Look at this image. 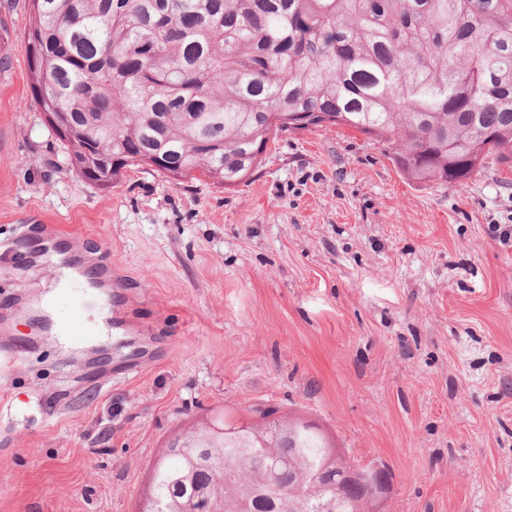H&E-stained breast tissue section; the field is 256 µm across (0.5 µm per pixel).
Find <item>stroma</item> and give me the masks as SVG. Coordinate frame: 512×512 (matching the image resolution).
I'll return each instance as SVG.
<instances>
[{
	"mask_svg": "<svg viewBox=\"0 0 512 512\" xmlns=\"http://www.w3.org/2000/svg\"><path fill=\"white\" fill-rule=\"evenodd\" d=\"M0 0V512H138L168 441L219 410L313 421L382 469V512H512V169L406 180L392 145L292 129L232 187L79 178ZM92 331L60 342L55 273Z\"/></svg>",
	"mask_w": 512,
	"mask_h": 512,
	"instance_id": "1",
	"label": "stroma"
}]
</instances>
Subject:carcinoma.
Here are the masks:
<instances>
[{
	"instance_id": "cac0c4a2",
	"label": "carcinoma",
	"mask_w": 512,
	"mask_h": 512,
	"mask_svg": "<svg viewBox=\"0 0 512 512\" xmlns=\"http://www.w3.org/2000/svg\"><path fill=\"white\" fill-rule=\"evenodd\" d=\"M34 103L81 178L233 186L290 126L333 124L393 143L413 182L461 185L512 164V0H28ZM189 430L155 465L161 512H362L326 466L319 429L289 421Z\"/></svg>"
}]
</instances>
